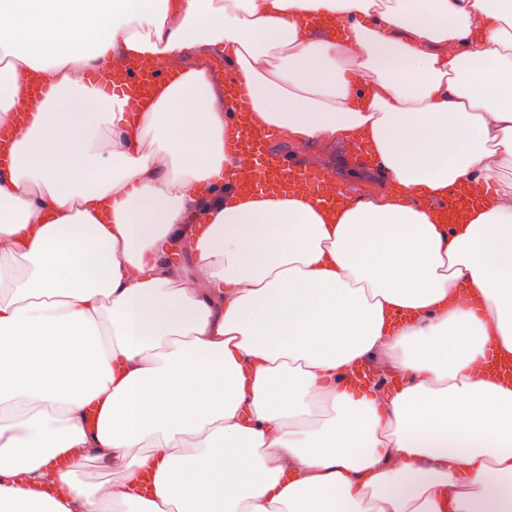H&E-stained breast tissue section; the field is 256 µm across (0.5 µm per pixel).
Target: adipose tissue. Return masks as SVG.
I'll list each match as a JSON object with an SVG mask.
<instances>
[{
	"instance_id": "obj_1",
	"label": "adipose tissue",
	"mask_w": 512,
	"mask_h": 512,
	"mask_svg": "<svg viewBox=\"0 0 512 512\" xmlns=\"http://www.w3.org/2000/svg\"><path fill=\"white\" fill-rule=\"evenodd\" d=\"M219 53L254 125L365 144L394 192H242L237 103L183 64ZM157 60L179 76L136 112L86 79ZM27 102L0 166V512L512 496V385L482 370L512 357V0H0V128ZM376 359L399 386H342Z\"/></svg>"
}]
</instances>
